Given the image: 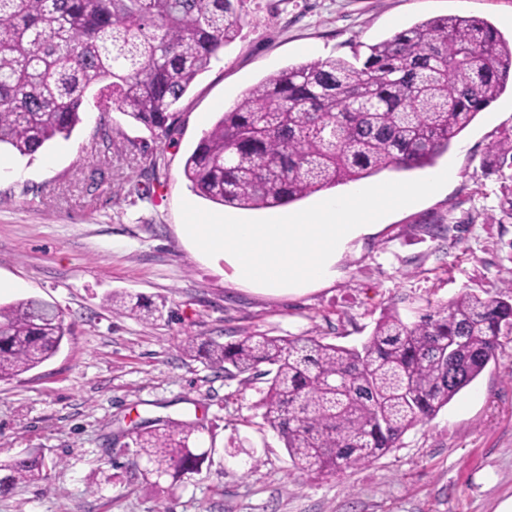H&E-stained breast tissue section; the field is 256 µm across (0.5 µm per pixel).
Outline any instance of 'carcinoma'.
<instances>
[{"mask_svg": "<svg viewBox=\"0 0 512 512\" xmlns=\"http://www.w3.org/2000/svg\"><path fill=\"white\" fill-rule=\"evenodd\" d=\"M238 0H0V146L31 156L80 122L90 94L171 136L175 107L240 30ZM512 83V41L488 21L427 19L367 47L362 64L333 58L288 66L247 90L186 158L200 197L265 210L384 172L432 168ZM512 169V138L491 145ZM119 317L163 306L116 294ZM512 332V283L497 296L460 294L413 322L384 315L361 347L318 336L188 337L186 354L227 377L265 380L257 404L292 463L318 475L368 465L431 420L495 359ZM67 334L41 298L0 304V382L49 360ZM195 423L132 427L143 480L198 474L212 448ZM44 458L0 463V493L47 479Z\"/></svg>", "mask_w": 512, "mask_h": 512, "instance_id": "1", "label": "carcinoma"}]
</instances>
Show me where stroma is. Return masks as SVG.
Listing matches in <instances>:
<instances>
[{
    "instance_id": "stroma-1",
    "label": "stroma",
    "mask_w": 512,
    "mask_h": 512,
    "mask_svg": "<svg viewBox=\"0 0 512 512\" xmlns=\"http://www.w3.org/2000/svg\"><path fill=\"white\" fill-rule=\"evenodd\" d=\"M459 0H243L241 31L176 109L164 138L119 110L88 106L67 139L32 156L0 151V303L38 296L70 332L36 369L0 382V460H55L46 481L0 495V512H498L512 499V333L496 358L430 421L371 465L308 476L291 462L242 383L188 357L185 337L242 332L322 336L360 345L383 314L414 320L463 293L498 295L512 280V182L486 165L512 135V112L485 114L438 168L448 186L388 214L354 240L329 281L300 294L236 285L224 260L181 233V202L247 219L265 211L197 196L187 156L220 115L266 76L355 52L425 19L462 14ZM109 125L117 148L90 145ZM143 196L131 195L132 186ZM431 224L445 225L435 236ZM163 305L158 320L112 314L111 293ZM189 419L209 466L175 486L143 481L124 435L137 423Z\"/></svg>"
}]
</instances>
